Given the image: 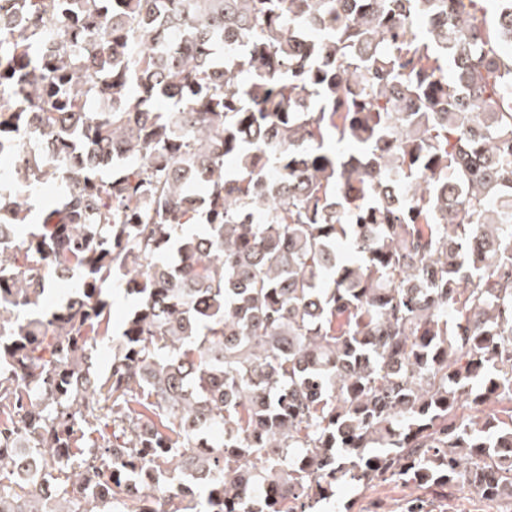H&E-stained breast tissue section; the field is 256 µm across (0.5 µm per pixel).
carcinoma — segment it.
Wrapping results in <instances>:
<instances>
[{"instance_id":"carcinoma-1","label":"carcinoma","mask_w":512,"mask_h":512,"mask_svg":"<svg viewBox=\"0 0 512 512\" xmlns=\"http://www.w3.org/2000/svg\"><path fill=\"white\" fill-rule=\"evenodd\" d=\"M486 2L0 0V512H326L379 478L512 512V0Z\"/></svg>"}]
</instances>
